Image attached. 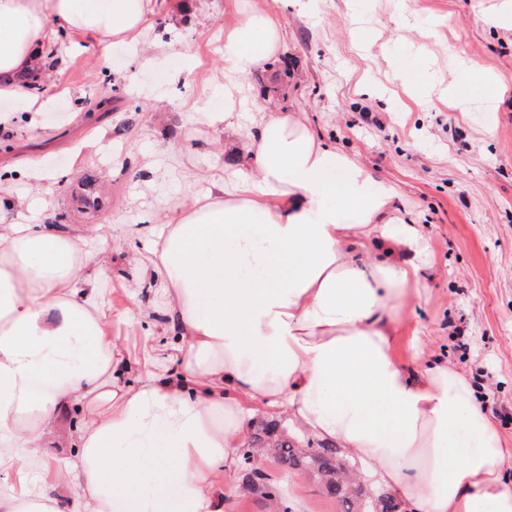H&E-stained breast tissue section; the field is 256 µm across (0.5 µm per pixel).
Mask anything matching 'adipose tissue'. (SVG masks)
Segmentation results:
<instances>
[{
  "label": "adipose tissue",
  "mask_w": 512,
  "mask_h": 512,
  "mask_svg": "<svg viewBox=\"0 0 512 512\" xmlns=\"http://www.w3.org/2000/svg\"><path fill=\"white\" fill-rule=\"evenodd\" d=\"M153 0H0V95L22 108L54 25L73 44L137 39ZM284 45L255 11L224 32L235 71ZM242 163L172 223L133 237L98 224L152 270L176 345L142 337L145 364L110 336L108 267L83 232L0 224V512H59L23 460L57 436L76 460L56 481L89 512H224L248 419L288 418L360 460L406 512H512V447L447 359L412 372L393 354L405 284L429 264L423 225L394 184L319 140L291 112L263 113ZM86 407L60 427L63 409Z\"/></svg>",
  "instance_id": "obj_1"
}]
</instances>
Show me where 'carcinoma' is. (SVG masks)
I'll return each instance as SVG.
<instances>
[{"mask_svg":"<svg viewBox=\"0 0 512 512\" xmlns=\"http://www.w3.org/2000/svg\"><path fill=\"white\" fill-rule=\"evenodd\" d=\"M278 428L277 423L258 427L241 449L245 486L266 499L277 495L271 476L250 466L255 449L269 448L281 473L314 476L323 493L336 501L339 512H405L400 501L381 488L371 487L358 460L344 458L336 446L298 432L279 435Z\"/></svg>","mask_w":512,"mask_h":512,"instance_id":"1","label":"carcinoma"}]
</instances>
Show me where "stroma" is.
<instances>
[{"label":"stroma","instance_id":"1","mask_svg":"<svg viewBox=\"0 0 512 512\" xmlns=\"http://www.w3.org/2000/svg\"><path fill=\"white\" fill-rule=\"evenodd\" d=\"M502 0H156L141 41L73 49L58 34L35 78L45 106L20 109L0 96V203L21 224L64 232L119 224H165L173 206L204 195L256 133L254 108L297 112L319 138L395 184L423 224L432 264L420 295L400 310L397 360L415 368V339L467 376L488 368L479 395L512 444V29L495 23ZM284 30L283 63L247 73L224 63V32L256 8ZM189 65L177 68L173 52ZM427 74L421 95L404 64ZM235 85L243 111L224 109ZM467 88L466 100L448 94ZM112 96L108 112L88 111ZM211 103L220 122L196 120ZM106 300L134 316L112 326L127 358L141 354L162 310L152 276L134 295L120 288L135 265L124 248L106 255ZM461 329L470 352L457 346ZM291 512H336L307 474L281 480Z\"/></svg>","mask_w":512,"mask_h":512}]
</instances>
